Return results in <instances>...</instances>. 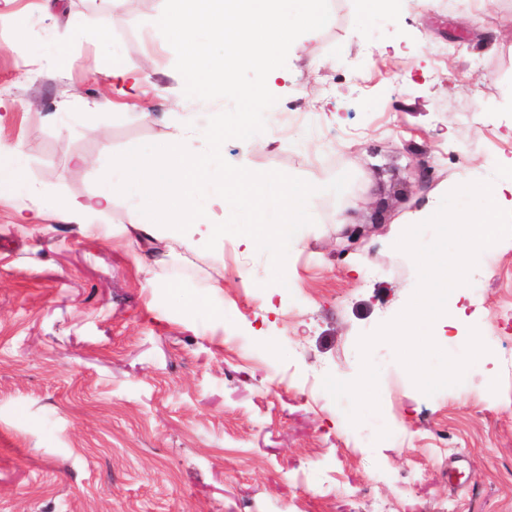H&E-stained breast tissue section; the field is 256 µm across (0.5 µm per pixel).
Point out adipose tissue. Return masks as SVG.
<instances>
[{
  "instance_id": "ef3b65f1",
  "label": "adipose tissue",
  "mask_w": 512,
  "mask_h": 512,
  "mask_svg": "<svg viewBox=\"0 0 512 512\" xmlns=\"http://www.w3.org/2000/svg\"><path fill=\"white\" fill-rule=\"evenodd\" d=\"M192 127L160 142L152 152L128 145L114 160V179L97 194L78 201L58 198L57 208L72 224L89 226L109 210L118 196L131 198L127 211L128 232L146 233L158 225L168 229L169 250L197 244L220 251L224 248V227L207 222L204 213L211 206L225 207L224 161L220 151L203 156L192 150ZM265 196L281 202L274 222L253 225L241 238L245 248L257 244L296 245L307 222L310 198L318 191L315 182L300 183L261 177Z\"/></svg>"
}]
</instances>
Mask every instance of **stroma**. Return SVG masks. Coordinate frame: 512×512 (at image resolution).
<instances>
[{"mask_svg": "<svg viewBox=\"0 0 512 512\" xmlns=\"http://www.w3.org/2000/svg\"><path fill=\"white\" fill-rule=\"evenodd\" d=\"M331 6L270 87L304 121L222 146L225 175L322 185L303 244L244 250L215 208L223 254L160 249L142 267L124 198L90 233L50 198L87 197L128 144L152 151L182 123L208 153L229 101L186 98L147 25L164 0H116L102 38L87 35L98 0H0V144L26 171L0 191V512H512V238L480 254L465 312L448 304L436 339L458 356L470 328L487 337L465 391L424 395L385 343L379 413L351 426L323 388L358 375L360 336L416 287L395 229L512 157V0ZM116 58L146 62L142 83L113 79ZM348 225L363 236L341 259Z\"/></svg>", "mask_w": 512, "mask_h": 512, "instance_id": "1", "label": "stroma"}]
</instances>
